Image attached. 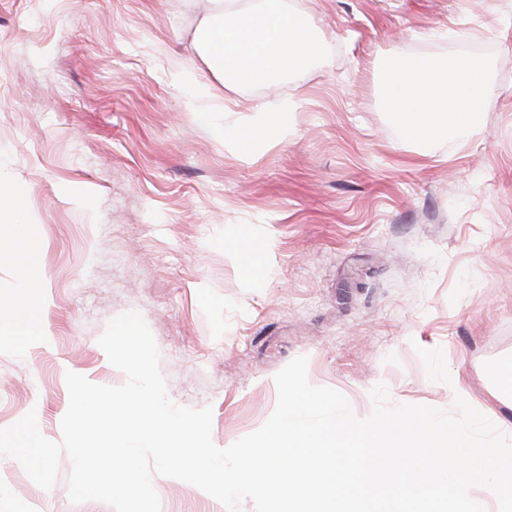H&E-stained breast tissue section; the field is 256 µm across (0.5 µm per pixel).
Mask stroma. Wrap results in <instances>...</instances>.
<instances>
[{"label":"stroma","mask_w":512,"mask_h":512,"mask_svg":"<svg viewBox=\"0 0 512 512\" xmlns=\"http://www.w3.org/2000/svg\"><path fill=\"white\" fill-rule=\"evenodd\" d=\"M322 53L278 86L199 94L180 76L197 0H0V185L38 243L30 297L51 339L0 324V428L36 411L57 442L66 372L119 386L98 344L136 310L174 404L212 406L225 448L261 427L275 375L308 358L312 384L371 415L389 402L454 409L455 392L512 437V0H288ZM484 58L492 99L468 133L414 143L382 106L390 57ZM257 103L287 104L288 139H224ZM0 204V303L16 292ZM264 248L250 265L242 249ZM0 459V512H114L71 502ZM161 512H227L154 476Z\"/></svg>","instance_id":"1"}]
</instances>
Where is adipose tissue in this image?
<instances>
[{"label":"adipose tissue","instance_id":"adipose-tissue-1","mask_svg":"<svg viewBox=\"0 0 512 512\" xmlns=\"http://www.w3.org/2000/svg\"><path fill=\"white\" fill-rule=\"evenodd\" d=\"M191 47L216 78L208 89L214 97L228 86L272 83L322 50L313 28L287 0H207ZM489 101L487 64L478 57L445 64L397 56L385 74L383 107L413 142L469 131ZM253 114L251 124L231 133L233 145L287 138V107H258Z\"/></svg>","mask_w":512,"mask_h":512}]
</instances>
